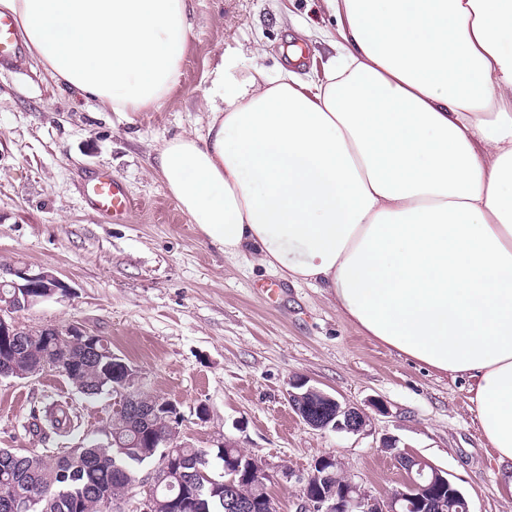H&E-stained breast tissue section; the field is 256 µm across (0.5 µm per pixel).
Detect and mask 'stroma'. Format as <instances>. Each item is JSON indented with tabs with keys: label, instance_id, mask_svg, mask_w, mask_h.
Masks as SVG:
<instances>
[{
	"label": "stroma",
	"instance_id": "35a3bbf8",
	"mask_svg": "<svg viewBox=\"0 0 512 512\" xmlns=\"http://www.w3.org/2000/svg\"><path fill=\"white\" fill-rule=\"evenodd\" d=\"M193 28L179 86L160 107L114 112L57 83L37 61L0 71V264L53 270L72 288L15 314L34 332L77 325L133 365L146 395L175 401L178 440L215 451L234 442L267 474L277 512H300L316 459L333 456L341 477L383 497L403 470L380 447L447 472L471 512H512L501 463L471 410V382L400 356L343 318L319 288L225 258L178 207L151 168L163 142L206 124V95L222 55L238 74L254 66L307 78L332 55L335 18L323 0H191ZM302 47L306 63L291 60ZM104 167L127 184L137 207L106 224L84 207L80 182ZM275 284L282 292L268 296ZM366 411L363 432L320 430L288 403L296 377ZM76 408L72 435H32L46 403ZM113 396L87 398L61 373L0 377V448L54 456L101 437Z\"/></svg>",
	"mask_w": 512,
	"mask_h": 512
}]
</instances>
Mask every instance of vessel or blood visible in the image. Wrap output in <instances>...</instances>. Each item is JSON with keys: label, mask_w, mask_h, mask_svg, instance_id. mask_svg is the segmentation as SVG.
I'll return each instance as SVG.
<instances>
[{"label": "vessel or blood", "mask_w": 512, "mask_h": 512, "mask_svg": "<svg viewBox=\"0 0 512 512\" xmlns=\"http://www.w3.org/2000/svg\"><path fill=\"white\" fill-rule=\"evenodd\" d=\"M23 44L14 16L0 13V70L20 68ZM81 195L89 210L108 224H125L130 219L134 201L126 183L110 169L99 168L85 175Z\"/></svg>", "instance_id": "1"}]
</instances>
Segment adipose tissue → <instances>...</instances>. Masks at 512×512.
<instances>
[{
	"mask_svg": "<svg viewBox=\"0 0 512 512\" xmlns=\"http://www.w3.org/2000/svg\"><path fill=\"white\" fill-rule=\"evenodd\" d=\"M320 74L237 78L154 169L225 256L326 288L363 333L474 380L512 461V0H323ZM58 82L115 112L180 83L190 0H0Z\"/></svg>",
	"mask_w": 512,
	"mask_h": 512,
	"instance_id": "ef3b65f1",
	"label": "adipose tissue"
}]
</instances>
